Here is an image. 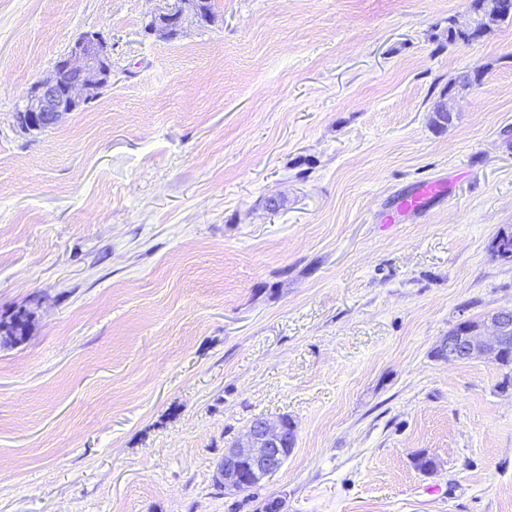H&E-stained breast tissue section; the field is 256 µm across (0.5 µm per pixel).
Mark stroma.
<instances>
[{"label":"stroma","instance_id":"obj_1","mask_svg":"<svg viewBox=\"0 0 512 512\" xmlns=\"http://www.w3.org/2000/svg\"><path fill=\"white\" fill-rule=\"evenodd\" d=\"M211 4L164 40L160 0H0V318L33 313L0 343V512H512V379L437 355L512 309V19L452 46L469 0ZM86 33L111 86L21 133ZM282 416L283 466L225 495ZM445 191L446 185L441 182L420 184L413 193L399 202L397 210L400 214L423 210L431 201L441 197ZM295 436V426H290L282 417L276 421L260 419L247 430L244 438L224 450L221 464L222 485L226 495H235L264 472L279 469L285 458L288 442ZM246 468L247 473L244 472Z\"/></svg>","mask_w":512,"mask_h":512}]
</instances>
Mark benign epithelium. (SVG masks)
<instances>
[{"mask_svg": "<svg viewBox=\"0 0 512 512\" xmlns=\"http://www.w3.org/2000/svg\"><path fill=\"white\" fill-rule=\"evenodd\" d=\"M190 15L198 23L208 18L200 0H180V4L151 15L147 28L159 37L176 38ZM111 82L112 52L97 34H88L56 61L48 77L31 84L15 122L25 133L53 127L67 114L83 109ZM490 328L487 335L482 323H459L441 343L439 355L448 360L501 363L512 353V338L508 336L512 310L492 315ZM293 432L295 426L283 418L262 419L247 430L244 438L225 449L221 464L224 494H238L250 480L279 469Z\"/></svg>", "mask_w": 512, "mask_h": 512, "instance_id": "obj_1", "label": "benign epithelium"}]
</instances>
